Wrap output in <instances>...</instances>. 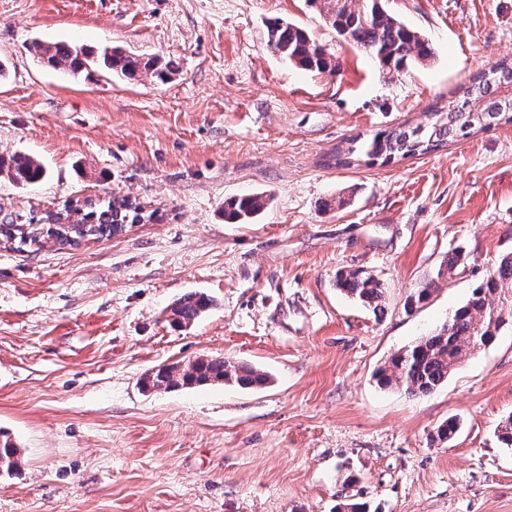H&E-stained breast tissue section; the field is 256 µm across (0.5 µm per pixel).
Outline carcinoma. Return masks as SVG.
I'll use <instances>...</instances> for the list:
<instances>
[{
    "label": "carcinoma",
    "mask_w": 512,
    "mask_h": 512,
    "mask_svg": "<svg viewBox=\"0 0 512 512\" xmlns=\"http://www.w3.org/2000/svg\"><path fill=\"white\" fill-rule=\"evenodd\" d=\"M325 16L343 39L373 57L388 73H399L415 63H427L435 56L432 43L407 25L385 6L386 0H317ZM267 46L280 57L308 71L334 70L326 50L299 26L278 20L267 29ZM31 49L47 66L72 74L101 68L118 77L135 80L155 70V62L128 55L119 48L99 51L66 43L33 42ZM512 101V61L494 63L488 72L480 71L460 87L457 98L427 114L426 121L400 124L371 138L356 136L347 146L336 149L335 164L352 167L361 164L381 166L398 159L425 155L502 122H512V111L502 110ZM16 184L26 185L46 176V169L30 156L0 157V172ZM268 205L259 194L233 197L224 202V219L231 224H250ZM136 206L127 198L94 201L86 199L65 209L66 223L38 220L20 224L12 219L0 224L3 247L24 251L48 238L57 245L77 246L87 239H109L121 234L125 225L135 222ZM336 285L365 306L383 297V289L373 277L360 270L342 271ZM512 291V255L505 256L489 271L468 300L458 307L436 332L393 355L375 374L382 387L397 386L412 396L425 395L448 379L452 369L491 343L512 318L497 301L504 290ZM212 305L205 295L189 293L171 308L172 323L191 325ZM268 377L257 369L220 358H198L183 365H171L146 375L144 386L169 390L212 382L236 383L241 387L266 384ZM21 451L9 440H0V476L20 469Z\"/></svg>",
    "instance_id": "carcinoma-1"
}]
</instances>
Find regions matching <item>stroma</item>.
<instances>
[{"instance_id":"1","label":"stroma","mask_w":512,"mask_h":512,"mask_svg":"<svg viewBox=\"0 0 512 512\" xmlns=\"http://www.w3.org/2000/svg\"><path fill=\"white\" fill-rule=\"evenodd\" d=\"M387 7L433 61L382 72L315 0H0V156L47 170L25 187L0 173V218L110 196L155 215L74 248H0V431L23 459L0 478V512H512V449L497 438L512 416V327L429 394L374 377L512 253V124L387 166L332 161L346 139L424 121L512 60V0ZM279 18L334 72L272 52ZM34 41L118 46L171 69L73 77L38 62ZM250 193L265 211L225 223V199ZM452 251L466 264L438 277ZM349 270L381 282L380 308L337 288ZM190 292L213 307L172 325ZM205 357L270 381L142 385ZM451 417L459 430L440 442Z\"/></svg>"}]
</instances>
